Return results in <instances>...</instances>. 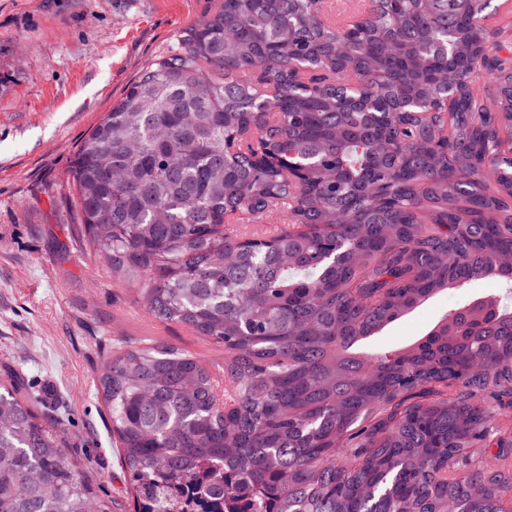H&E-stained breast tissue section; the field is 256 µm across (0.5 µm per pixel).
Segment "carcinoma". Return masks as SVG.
Wrapping results in <instances>:
<instances>
[{"label": "carcinoma", "mask_w": 512, "mask_h": 512, "mask_svg": "<svg viewBox=\"0 0 512 512\" xmlns=\"http://www.w3.org/2000/svg\"><path fill=\"white\" fill-rule=\"evenodd\" d=\"M362 7L349 32L327 0H217L74 155L112 282L229 353L219 371L163 345L108 361L135 512H512V268L494 263L512 255V35L485 24L495 0H400L399 27L389 0ZM487 210L501 223H465ZM476 280L494 288L370 348ZM0 512H111L3 385ZM488 288H490L489 282L478 281L467 288L449 289L388 327L381 336L375 338L371 346L375 349H387L408 342L429 329L448 310V306L480 295L488 291Z\"/></svg>", "instance_id": "carcinoma-1"}]
</instances>
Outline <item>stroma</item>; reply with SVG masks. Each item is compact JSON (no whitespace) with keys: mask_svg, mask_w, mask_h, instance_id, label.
<instances>
[{"mask_svg":"<svg viewBox=\"0 0 512 512\" xmlns=\"http://www.w3.org/2000/svg\"><path fill=\"white\" fill-rule=\"evenodd\" d=\"M211 0H0V384L63 431L98 498L132 512L98 392L127 346L168 345L212 369L222 344L156 320L116 286L81 230L70 160L125 90ZM488 282L441 293L375 338L408 342Z\"/></svg>","mask_w":512,"mask_h":512,"instance_id":"obj_1","label":"stroma"}]
</instances>
